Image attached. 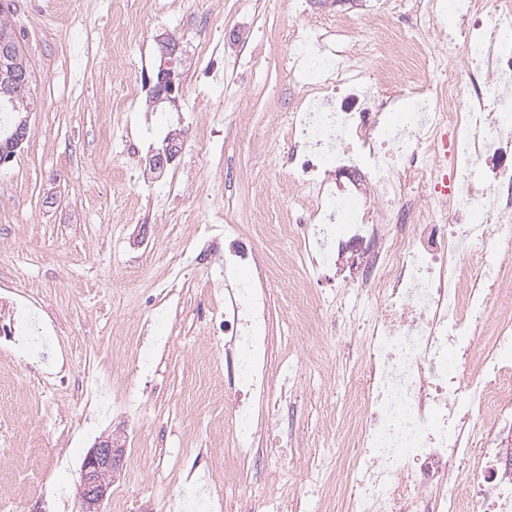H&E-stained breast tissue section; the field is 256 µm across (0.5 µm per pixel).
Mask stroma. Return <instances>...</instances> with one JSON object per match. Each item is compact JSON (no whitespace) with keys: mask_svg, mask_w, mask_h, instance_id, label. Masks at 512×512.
Returning a JSON list of instances; mask_svg holds the SVG:
<instances>
[{"mask_svg":"<svg viewBox=\"0 0 512 512\" xmlns=\"http://www.w3.org/2000/svg\"><path fill=\"white\" fill-rule=\"evenodd\" d=\"M80 0L77 13L86 47L74 57L70 42L48 12L46 0H10V18L32 71L30 135L9 161L0 164V289L29 296L41 320L54 323L49 361L19 363L0 339V512H43L38 486L62 491L54 512H75L80 465L95 440L126 439V465L113 490H126L133 512H170L189 473L185 448L231 447L215 423L224 416V367L204 333L210 316L209 281L224 267L187 264L184 247L195 235L191 224L175 223L167 203L190 209L199 197H218L231 219L258 233L266 215L288 214V181L281 170L287 135H273V111L300 92L288 75V28L329 13H344L351 0ZM139 16L142 43L129 58L139 78L159 63L155 37H173L189 50L194 36L236 40L247 68L216 58L214 75L185 69L178 108L162 109L140 88L125 111L103 104L112 93V51L118 38L112 11ZM248 100L247 112L232 107ZM223 111L219 149L200 150L190 106ZM126 129L144 146L183 134L181 156L153 182L147 154L106 157L105 127ZM186 281L171 301L150 306L157 282L172 267ZM266 329L269 361L285 346L300 347L310 388L283 406L285 432L300 443L285 460L264 466L245 463L239 481L227 484L232 512H260L253 488L272 485L297 495L305 512H333L331 497L300 480L315 453L343 439L342 422L324 409L325 398L344 404L350 395L337 376H353L335 341L302 342L290 322L295 300L290 288L270 286ZM155 345L151 372L136 370L144 347ZM112 382L91 383L87 370ZM133 383L141 412L113 409L114 386ZM62 455L63 465L53 463Z\"/></svg>","mask_w":512,"mask_h":512,"instance_id":"stroma-1","label":"stroma"}]
</instances>
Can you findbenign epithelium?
<instances>
[{
    "instance_id": "benign-epithelium-1",
    "label": "benign epithelium",
    "mask_w": 512,
    "mask_h": 512,
    "mask_svg": "<svg viewBox=\"0 0 512 512\" xmlns=\"http://www.w3.org/2000/svg\"><path fill=\"white\" fill-rule=\"evenodd\" d=\"M161 62L154 75L148 78L152 98L157 102L177 104L176 93L182 84L180 72V57L178 46L166 38H159ZM29 122L23 123L16 129L4 147L0 148V161L13 157L16 150L29 136ZM183 133L176 132L170 136L169 147L157 153L148 160L150 165L170 164L178 156L172 149V144L178 142ZM125 441L122 437L111 435L102 438L87 452L81 464V481L78 486V496L81 502L80 512H102L108 492L112 487V479L119 470Z\"/></svg>"
}]
</instances>
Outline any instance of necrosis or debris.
Returning a JSON list of instances; mask_svg holds the SVG:
<instances>
[{
	"instance_id": "obj_1",
	"label": "necrosis or debris",
	"mask_w": 512,
	"mask_h": 512,
	"mask_svg": "<svg viewBox=\"0 0 512 512\" xmlns=\"http://www.w3.org/2000/svg\"><path fill=\"white\" fill-rule=\"evenodd\" d=\"M442 9L424 0L418 26L436 50L420 68L406 62L418 47L393 25L387 0L364 37L347 14L288 32L306 64L300 104L277 115L296 218L270 216L264 240L288 238L303 288L335 272V320L294 314L304 331L349 343L360 358L362 385L342 412L352 454L302 476L335 491L336 512H512V306L500 302L512 294V0H458L450 33L437 25ZM140 24L113 23L114 112L138 92L124 63ZM424 69L432 84L421 83ZM218 250L225 271L245 274L214 299L234 443L224 474L233 478L252 455L255 422L268 457L283 456L279 413L302 384V359L289 352L267 370L266 290L282 268L236 224L201 228L190 260L208 263ZM0 300L9 313L0 334L22 357L37 355L54 324L31 330L25 296ZM475 460L478 475L461 480Z\"/></svg>"
}]
</instances>
